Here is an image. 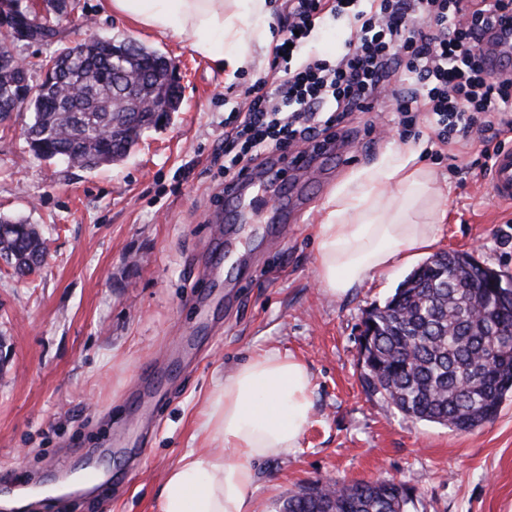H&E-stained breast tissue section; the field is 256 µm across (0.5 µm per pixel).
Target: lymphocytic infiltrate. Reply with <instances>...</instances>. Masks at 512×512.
Wrapping results in <instances>:
<instances>
[{
    "label": "lymphocytic infiltrate",
    "mask_w": 512,
    "mask_h": 512,
    "mask_svg": "<svg viewBox=\"0 0 512 512\" xmlns=\"http://www.w3.org/2000/svg\"><path fill=\"white\" fill-rule=\"evenodd\" d=\"M344 23L333 58L308 51L324 20ZM512 22V0H284L266 76L241 91L224 132V184L271 171L288 148L337 140L381 99L407 135L425 121L439 144L512 133V58L484 46Z\"/></svg>",
    "instance_id": "lymphocytic-infiltrate-1"
}]
</instances>
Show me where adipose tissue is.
Wrapping results in <instances>:
<instances>
[{"label":"adipose tissue","mask_w":512,"mask_h":512,"mask_svg":"<svg viewBox=\"0 0 512 512\" xmlns=\"http://www.w3.org/2000/svg\"><path fill=\"white\" fill-rule=\"evenodd\" d=\"M140 26L188 40L199 55L238 70L265 38L269 0H105ZM431 176L408 161L376 164L327 200L315 227L316 278L342 296L390 269L407 252L432 247L447 211ZM313 410L312 376L293 354L266 349L225 376L209 397L201 429L218 447L173 465L158 512H254L253 461L297 448Z\"/></svg>","instance_id":"ef3b65f1"}]
</instances>
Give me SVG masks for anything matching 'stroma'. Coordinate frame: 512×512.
Instances as JSON below:
<instances>
[{
	"mask_svg": "<svg viewBox=\"0 0 512 512\" xmlns=\"http://www.w3.org/2000/svg\"><path fill=\"white\" fill-rule=\"evenodd\" d=\"M49 42H15L31 62L94 35L135 39L177 64L181 104L149 129L123 161L95 170L32 156L31 114L0 117V218L36 225L49 253L17 277L0 263V484H42L31 512H156L165 475L206 450L207 396L261 349L300 357L313 379L314 412L300 445L255 463L257 512H274L302 486L327 478L395 480L414 487L410 512H512V396L472 432L417 421L368 394L359 337L366 313L384 305L428 254L418 251L342 298L316 280L314 226L326 200L357 171L414 155L448 211L434 252L466 251L512 279V207L496 204L471 162L479 141L432 155L428 130L405 139L389 112H356L349 142L319 169L267 182L288 207L278 233L267 210L242 223H209L224 181L214 157L243 86L268 71L269 45L254 66L228 73L188 41L70 0ZM246 267L205 282L216 238ZM109 470L84 495H53V478L82 463Z\"/></svg>",
	"mask_w": 512,
	"mask_h": 512,
	"instance_id": "35a3bbf8",
	"label": "stroma"
}]
</instances>
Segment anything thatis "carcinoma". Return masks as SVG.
I'll use <instances>...</instances> for the list:
<instances>
[{
    "label": "carcinoma",
    "instance_id": "carcinoma-1",
    "mask_svg": "<svg viewBox=\"0 0 512 512\" xmlns=\"http://www.w3.org/2000/svg\"><path fill=\"white\" fill-rule=\"evenodd\" d=\"M67 0H45L33 22L44 40ZM165 56L129 38L96 37L35 63L48 75L30 82L29 66L0 61V114L25 105L29 151L44 161L95 169L127 157L141 135L178 111L179 94ZM152 100L157 112L141 111ZM15 274L39 269L46 239L29 224L0 220V256ZM366 390L404 415L460 432L492 421L512 393V283L465 252L418 266L370 313ZM413 487L394 480L317 482L288 495L278 512H409Z\"/></svg>",
    "mask_w": 512,
    "mask_h": 512
}]
</instances>
